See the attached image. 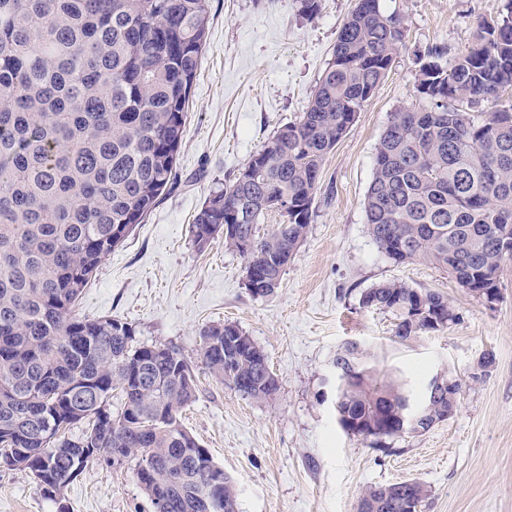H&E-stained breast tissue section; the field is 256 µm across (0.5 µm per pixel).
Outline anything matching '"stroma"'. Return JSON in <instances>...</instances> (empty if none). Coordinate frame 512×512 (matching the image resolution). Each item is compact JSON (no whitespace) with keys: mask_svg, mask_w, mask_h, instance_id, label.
Listing matches in <instances>:
<instances>
[{"mask_svg":"<svg viewBox=\"0 0 512 512\" xmlns=\"http://www.w3.org/2000/svg\"><path fill=\"white\" fill-rule=\"evenodd\" d=\"M404 19L406 39L373 97L327 156L308 234L275 292L253 297L245 260L216 240L194 244L190 224L207 196L231 183L251 155L305 109L355 0H211L208 38L190 101L177 177L160 202L101 263L78 309L132 324L138 342L197 360L201 333L233 323L263 348L280 391L263 404L197 370L184 426L235 483L239 512H356L371 484L414 479L431 495L424 512H512V260L487 303L423 260L398 264L367 233L363 202L375 146L397 107L421 106L417 54L458 52L476 17L504 0H381ZM399 280L447 296L456 320L403 342L385 313L359 306L379 283ZM356 342L383 371L421 385L441 368L462 382L455 414L387 450L347 435L336 420L333 361ZM492 356L488 372L479 363ZM131 466H88L46 498L26 473L0 469V512H152Z\"/></svg>","mask_w":512,"mask_h":512,"instance_id":"obj_1","label":"stroma"}]
</instances>
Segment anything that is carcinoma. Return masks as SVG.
Masks as SVG:
<instances>
[{
    "label": "carcinoma",
    "instance_id": "obj_1",
    "mask_svg": "<svg viewBox=\"0 0 512 512\" xmlns=\"http://www.w3.org/2000/svg\"><path fill=\"white\" fill-rule=\"evenodd\" d=\"M210 0H0V468L55 498L92 462H135L163 512H238L230 476L186 430L197 393L174 347L135 341L132 324L77 309L102 260L144 222L176 176ZM402 17L357 0L300 117L278 128L194 216L193 242L224 247L272 295L307 236L322 167L405 42ZM420 55L421 107L400 106L375 147L368 234L391 260H425L461 288L499 295L512 260V0L480 17L471 45ZM288 224L257 225L281 199ZM232 224L235 233H224ZM252 247L245 249L243 243ZM359 305L392 317L400 340L448 327V298L392 280ZM218 383L262 403L280 386L263 349L236 324L202 334ZM340 427L370 442L404 427L406 384L350 343L336 353ZM427 401L421 432L456 411L462 384ZM120 414L108 408L113 392ZM86 423L82 437L67 430ZM417 481L366 486L357 512H421Z\"/></svg>",
    "mask_w": 512,
    "mask_h": 512
}]
</instances>
